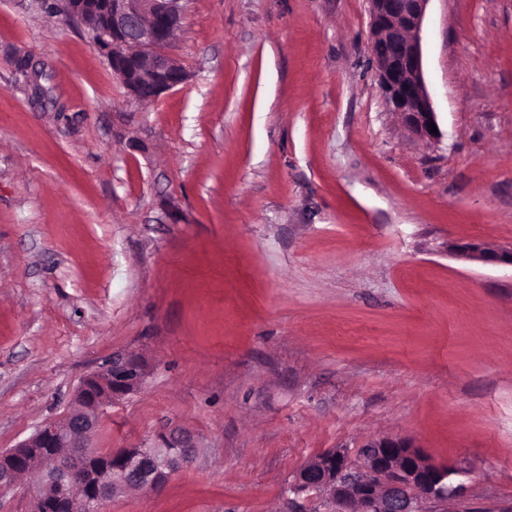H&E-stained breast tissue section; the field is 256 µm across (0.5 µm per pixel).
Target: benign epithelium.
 <instances>
[{
    "label": "benign epithelium",
    "mask_w": 512,
    "mask_h": 512,
    "mask_svg": "<svg viewBox=\"0 0 512 512\" xmlns=\"http://www.w3.org/2000/svg\"><path fill=\"white\" fill-rule=\"evenodd\" d=\"M185 0H63L62 13L81 21L114 75L136 101L156 99L184 84L188 74L175 53ZM429 0H369L371 52L381 88L407 130L424 140L437 123L423 73L421 30ZM457 257L512 267V246L480 240L449 245ZM145 377L135 355L115 356L78 387L69 414L44 424L14 448L0 450V491L32 471L40 476L30 512H50L63 496L67 512H101L130 488L157 491L191 464L193 437L173 430L150 448H122L101 458L91 445L104 408L137 390ZM448 468L404 439L373 438L352 460L341 449L322 453L297 472L292 489L324 495L331 512H424L426 503H457L463 486Z\"/></svg>",
    "instance_id": "7a95c632"
}]
</instances>
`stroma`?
Returning a JSON list of instances; mask_svg holds the SVG:
<instances>
[{
  "label": "stroma",
  "mask_w": 512,
  "mask_h": 512,
  "mask_svg": "<svg viewBox=\"0 0 512 512\" xmlns=\"http://www.w3.org/2000/svg\"><path fill=\"white\" fill-rule=\"evenodd\" d=\"M60 0H0V449L117 355L101 452L199 450L106 512H326L308 460L411 440L512 512V0H429L440 139L379 86L367 0H189L186 83L130 98ZM448 248L455 256L465 260L512 268V245L490 246L480 240H471L450 244Z\"/></svg>",
  "instance_id": "obj_1"
}]
</instances>
